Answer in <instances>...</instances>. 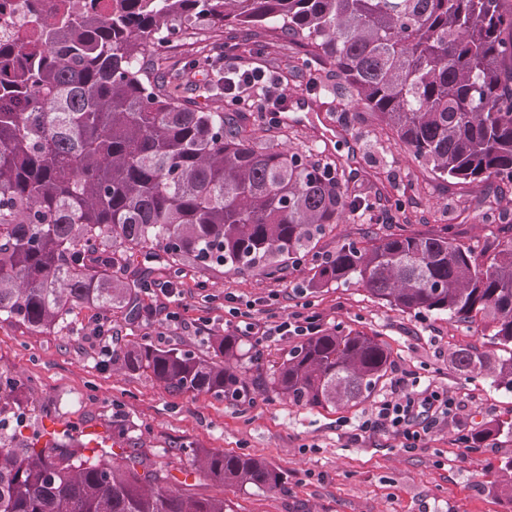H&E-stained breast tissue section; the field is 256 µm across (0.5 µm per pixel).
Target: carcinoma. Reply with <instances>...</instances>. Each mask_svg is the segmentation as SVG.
Instances as JSON below:
<instances>
[{
  "label": "carcinoma",
  "instance_id": "1",
  "mask_svg": "<svg viewBox=\"0 0 512 512\" xmlns=\"http://www.w3.org/2000/svg\"><path fill=\"white\" fill-rule=\"evenodd\" d=\"M52 13L29 46L0 41V316L49 332L76 307L131 308L144 262L279 278L309 258V288L352 282L408 313L483 325L481 345L455 349L466 379L512 389V224L480 250L458 225L431 234L343 238L326 231L361 206L337 164L257 142L240 112L193 106L169 90L152 57L195 36L273 30L336 67L355 93L442 178L512 185V6L506 0H96ZM310 57L300 67L310 65ZM128 371L173 390L238 402L250 394L246 352L232 333L201 355L151 342L124 353ZM392 368L376 336L341 328L304 337L266 390L311 408L363 402ZM512 421L463 438L479 448ZM198 469L223 486L273 491L280 473L251 457L202 449ZM0 512H233L222 497L172 489L145 458L112 461L69 432L0 434Z\"/></svg>",
  "mask_w": 512,
  "mask_h": 512
}]
</instances>
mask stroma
<instances>
[{
	"label": "stroma",
	"instance_id": "35a3bbf8",
	"mask_svg": "<svg viewBox=\"0 0 512 512\" xmlns=\"http://www.w3.org/2000/svg\"><path fill=\"white\" fill-rule=\"evenodd\" d=\"M262 40L259 49L239 37L242 64L287 75L289 97L308 99L338 134L325 142L310 120L265 119L257 110L259 88L241 105L248 133L336 163L343 191L361 202L360 211L347 213L319 241L320 251L335 250L346 235L428 232L440 224L458 225L460 242L476 248L497 224H512V185L500 189L492 182L434 177L368 109L333 91L335 68L314 60L317 84L309 86L288 72L293 58L304 56L303 48L276 32L264 33ZM223 48L220 36L170 48L160 72L176 75L185 101L223 107L224 91L215 85L222 70L195 66L200 56L216 57ZM127 275H148L140 256L130 257ZM148 276L156 282L140 294L141 304L154 310L148 319L84 306L74 309L64 329L43 334L0 319V377L22 385L0 412L5 430L19 425L29 435L49 422L98 430L116 456L138 449L168 475L171 486L192 484L195 492L229 500L234 512H512V501L496 493L501 465L512 458V438L493 437L477 450L458 440L461 429L512 419V390L487 374L461 378L448 363L452 350L478 340L480 328L446 314L400 311L354 284L305 289V263L278 279L254 272L206 275L187 263H158ZM166 282L172 293L161 291ZM245 312L259 327L294 313H317L323 328L341 325L378 337L391 350V379L359 405L331 410L295 406L260 387L246 401L229 403L165 388L121 366L126 347L145 341L208 354L211 337L235 331ZM404 372L455 396L462 423L434 427L411 451L384 431L352 440L359 419L390 397L392 378ZM119 424L125 429L121 437L114 433ZM198 448L263 459L280 471L282 485L275 491L241 490L206 481L196 472Z\"/></svg>",
	"mask_w": 512,
	"mask_h": 512
}]
</instances>
